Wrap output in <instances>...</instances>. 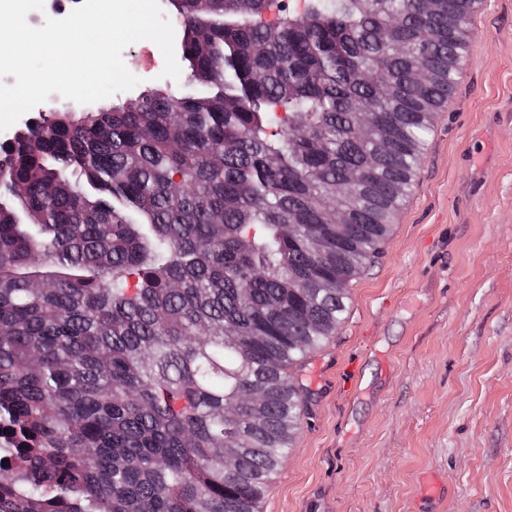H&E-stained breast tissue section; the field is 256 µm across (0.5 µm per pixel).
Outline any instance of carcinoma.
<instances>
[{
	"label": "carcinoma",
	"mask_w": 512,
	"mask_h": 512,
	"mask_svg": "<svg viewBox=\"0 0 512 512\" xmlns=\"http://www.w3.org/2000/svg\"><path fill=\"white\" fill-rule=\"evenodd\" d=\"M170 3L196 89L0 147V512H261L480 0Z\"/></svg>",
	"instance_id": "1"
}]
</instances>
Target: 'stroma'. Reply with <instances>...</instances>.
<instances>
[{
  "label": "stroma",
  "mask_w": 512,
  "mask_h": 512,
  "mask_svg": "<svg viewBox=\"0 0 512 512\" xmlns=\"http://www.w3.org/2000/svg\"><path fill=\"white\" fill-rule=\"evenodd\" d=\"M470 27L380 256L293 370L300 427L263 512H512V0Z\"/></svg>",
  "instance_id": "stroma-1"
}]
</instances>
